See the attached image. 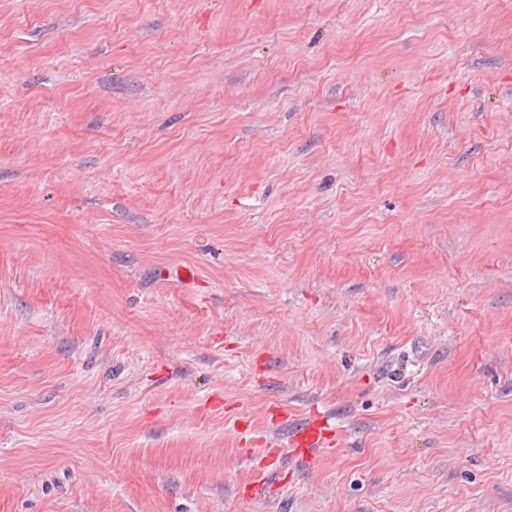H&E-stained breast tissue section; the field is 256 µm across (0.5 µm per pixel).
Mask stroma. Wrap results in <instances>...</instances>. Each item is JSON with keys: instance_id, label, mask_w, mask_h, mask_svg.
<instances>
[{"instance_id": "35a3bbf8", "label": "stroma", "mask_w": 512, "mask_h": 512, "mask_svg": "<svg viewBox=\"0 0 512 512\" xmlns=\"http://www.w3.org/2000/svg\"><path fill=\"white\" fill-rule=\"evenodd\" d=\"M0 512H512V0H0Z\"/></svg>"}]
</instances>
